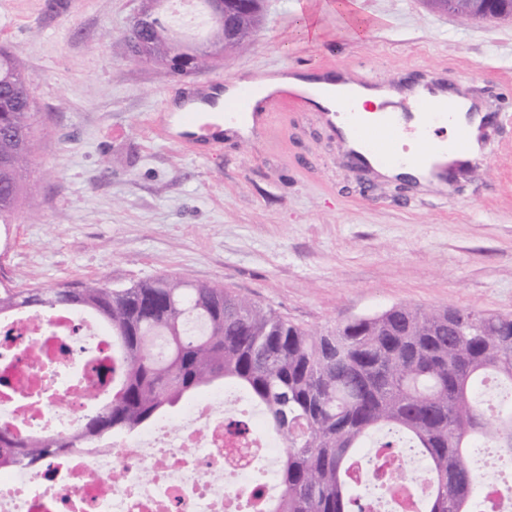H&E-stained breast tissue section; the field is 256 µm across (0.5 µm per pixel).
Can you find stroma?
Returning <instances> with one entry per match:
<instances>
[{
    "label": "stroma",
    "mask_w": 512,
    "mask_h": 512,
    "mask_svg": "<svg viewBox=\"0 0 512 512\" xmlns=\"http://www.w3.org/2000/svg\"><path fill=\"white\" fill-rule=\"evenodd\" d=\"M305 0H265L251 43L196 77L131 56L139 0H0V48L30 76L37 194L0 226V284L158 275L223 286L315 332L394 307L512 315V20H470L426 0H358L367 36L295 31ZM414 77L468 88L492 118L489 157L420 192L353 172L331 127L302 105L252 138L182 147L168 104L191 81L283 70Z\"/></svg>",
    "instance_id": "obj_1"
}]
</instances>
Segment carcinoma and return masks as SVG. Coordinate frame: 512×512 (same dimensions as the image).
Here are the masks:
<instances>
[{"label":"carcinoma","mask_w":512,"mask_h":512,"mask_svg":"<svg viewBox=\"0 0 512 512\" xmlns=\"http://www.w3.org/2000/svg\"><path fill=\"white\" fill-rule=\"evenodd\" d=\"M245 45L261 26L262 0H226ZM158 6L145 60L165 66L180 37ZM466 17L512 18V0L490 9L461 0ZM223 60L206 45L179 74ZM37 108L25 68L0 50V223L30 196ZM57 312L98 318L112 336V400L71 434L19 438L0 429V468H34L73 448L91 449L154 422L217 382L243 392L284 444L281 495L267 512H356L358 454L376 434L382 448L426 457L425 512H475L477 475L467 449L497 450L512 463V317L474 310L393 306L317 333L228 289L169 277L128 288L88 280L71 288L0 289V315ZM503 388L479 398L488 378Z\"/></svg>","instance_id":"1"}]
</instances>
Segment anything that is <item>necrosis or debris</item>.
<instances>
[{
    "label": "necrosis or debris",
    "instance_id": "obj_1",
    "mask_svg": "<svg viewBox=\"0 0 512 512\" xmlns=\"http://www.w3.org/2000/svg\"><path fill=\"white\" fill-rule=\"evenodd\" d=\"M112 341L92 319L62 313L49 318H0V426L18 437L72 432L112 391L104 370ZM223 388L189 399L155 426L114 439L101 450L72 451L38 469L0 468V512H256V470L272 467L275 443L260 423L229 429ZM379 512L390 488L419 512L430 478L409 456L377 454L369 467Z\"/></svg>",
    "mask_w": 512,
    "mask_h": 512
}]
</instances>
